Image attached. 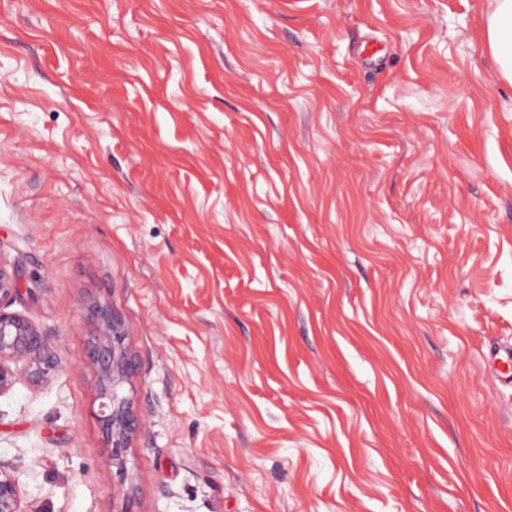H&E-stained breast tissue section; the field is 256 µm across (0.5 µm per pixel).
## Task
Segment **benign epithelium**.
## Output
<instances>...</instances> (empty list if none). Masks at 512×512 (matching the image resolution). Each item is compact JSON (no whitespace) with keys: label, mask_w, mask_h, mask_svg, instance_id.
Instances as JSON below:
<instances>
[{"label":"benign epithelium","mask_w":512,"mask_h":512,"mask_svg":"<svg viewBox=\"0 0 512 512\" xmlns=\"http://www.w3.org/2000/svg\"><path fill=\"white\" fill-rule=\"evenodd\" d=\"M17 269L0 263V395L23 380L39 387L60 370L61 359L51 339L27 316L8 310L20 297ZM90 331L88 356L99 375L97 420L111 446L109 466L125 467L130 436L140 427L123 386L138 370L125 345V329L120 317L99 301L85 307ZM0 512H24L19 479L14 470L0 464Z\"/></svg>","instance_id":"1"}]
</instances>
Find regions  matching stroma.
<instances>
[{"label": "stroma", "mask_w": 512, "mask_h": 512, "mask_svg": "<svg viewBox=\"0 0 512 512\" xmlns=\"http://www.w3.org/2000/svg\"><path fill=\"white\" fill-rule=\"evenodd\" d=\"M494 6L0 0V261L64 364L0 395L25 512H512ZM91 301L138 361L121 471ZM490 370L506 383L512 382V348L509 346L491 349L488 354Z\"/></svg>", "instance_id": "1"}]
</instances>
